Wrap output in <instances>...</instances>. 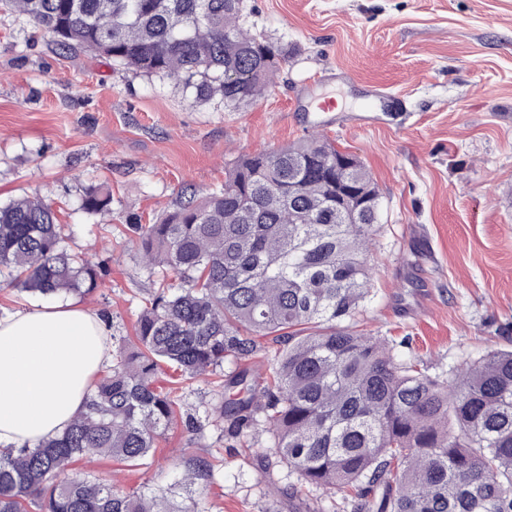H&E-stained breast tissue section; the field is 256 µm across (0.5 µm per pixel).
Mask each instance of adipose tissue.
<instances>
[{"mask_svg":"<svg viewBox=\"0 0 512 512\" xmlns=\"http://www.w3.org/2000/svg\"><path fill=\"white\" fill-rule=\"evenodd\" d=\"M105 338L98 315L64 304L0 317V446L33 445L68 426L110 357Z\"/></svg>","mask_w":512,"mask_h":512,"instance_id":"ef3b65f1","label":"adipose tissue"}]
</instances>
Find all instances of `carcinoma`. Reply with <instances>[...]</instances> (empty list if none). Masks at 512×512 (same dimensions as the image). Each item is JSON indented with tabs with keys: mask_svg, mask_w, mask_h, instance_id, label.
I'll return each instance as SVG.
<instances>
[{
	"mask_svg": "<svg viewBox=\"0 0 512 512\" xmlns=\"http://www.w3.org/2000/svg\"><path fill=\"white\" fill-rule=\"evenodd\" d=\"M244 11V0H0V12L63 50L166 79L226 112L264 94L288 62L281 44L245 26ZM338 155L318 134L248 154L224 187L183 186L159 220L129 221L139 265L160 275L136 349L112 337V365L62 433L0 448V512H190L175 493H203L219 458L192 456L166 486L128 493L106 475H61L86 456L147 464L180 410L175 385L197 376L220 393L206 417L246 451L267 436L261 469L286 465L312 512L338 502L350 512H512V348L432 376L356 329L380 197L365 166ZM344 189L366 207L336 208ZM111 207L107 184L82 197L91 216ZM69 239L48 200L0 203V276L46 297L92 291L97 273ZM255 358L261 374L248 368ZM164 365L179 377L159 379Z\"/></svg>",
	"mask_w": 512,
	"mask_h": 512,
	"instance_id": "cac0c4a2",
	"label": "carcinoma"
}]
</instances>
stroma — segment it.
<instances>
[{"mask_svg": "<svg viewBox=\"0 0 512 512\" xmlns=\"http://www.w3.org/2000/svg\"><path fill=\"white\" fill-rule=\"evenodd\" d=\"M247 24L288 49L275 85L226 112L172 83L62 51L0 14V202L51 200L70 245L98 274L70 296L109 332L133 338L153 278L129 217L149 223L184 185L219 188L236 158L320 133L357 157L380 191L372 281L357 318L395 353L448 373L512 346V0H246ZM334 98L332 111L318 108ZM112 188L91 217L84 191ZM224 465L195 512H290L285 468L265 475L201 420L176 421L151 465L87 457L79 474L120 490L165 481L192 455Z\"/></svg>", "mask_w": 512, "mask_h": 512, "instance_id": "35a3bbf8", "label": "stroma"}]
</instances>
